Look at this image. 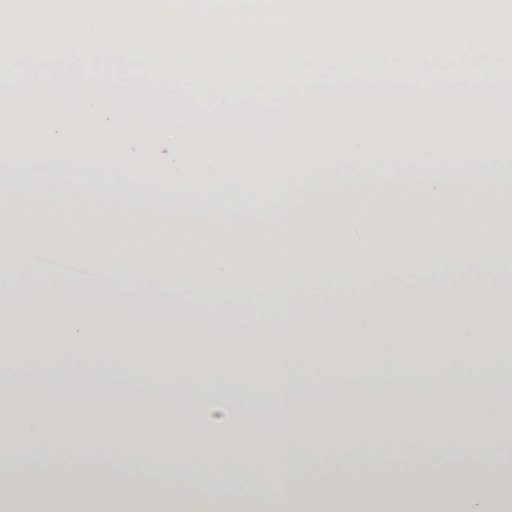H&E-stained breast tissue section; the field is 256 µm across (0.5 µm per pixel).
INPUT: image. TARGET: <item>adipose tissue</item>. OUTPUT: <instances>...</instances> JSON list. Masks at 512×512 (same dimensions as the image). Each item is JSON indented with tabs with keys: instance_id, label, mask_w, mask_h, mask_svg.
Wrapping results in <instances>:
<instances>
[{
	"instance_id": "obj_1",
	"label": "adipose tissue",
	"mask_w": 512,
	"mask_h": 512,
	"mask_svg": "<svg viewBox=\"0 0 512 512\" xmlns=\"http://www.w3.org/2000/svg\"><path fill=\"white\" fill-rule=\"evenodd\" d=\"M24 166L48 177L59 164L81 167L89 138L29 136ZM437 144L393 143L410 172L379 184L340 167L299 180L296 152L224 153L173 144L161 177L118 192L90 179L76 187L29 182L12 172L0 188V410L24 421L14 447L36 462L17 468L0 456V512H512V474L478 466L512 446V399L491 391L502 339L512 335V142L460 140L448 171L435 169ZM492 155L489 163L480 162ZM201 181L271 186L279 200L265 223L243 208L188 200L176 190L186 172ZM113 275L90 296L42 269L38 294L21 288L24 230ZM448 262L447 289L379 295L376 278L422 276ZM145 288H126L116 275ZM332 299L329 314L318 304ZM245 300L265 322L203 318L215 301ZM150 338L155 348L137 350ZM117 360L131 380L162 386L168 400L192 394L200 407L256 401L263 359L275 368L278 426L269 436L160 412L121 396L74 389L45 393L16 386L20 368L49 360ZM382 376L381 390L344 403L316 398L331 379L355 389ZM455 377L463 388L409 389L417 379ZM453 455L455 467L414 465L417 456ZM121 461L124 473L62 469L61 456ZM382 464L388 477L352 482L301 478L319 462ZM481 481L454 488L457 466ZM144 471L160 479L132 492ZM243 484L233 505L171 480Z\"/></svg>"
}]
</instances>
